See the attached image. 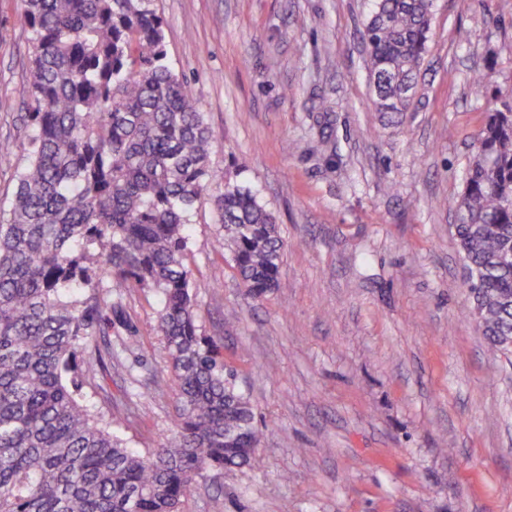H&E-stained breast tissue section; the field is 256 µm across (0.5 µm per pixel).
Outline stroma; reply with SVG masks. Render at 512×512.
Returning a JSON list of instances; mask_svg holds the SVG:
<instances>
[{
  "mask_svg": "<svg viewBox=\"0 0 512 512\" xmlns=\"http://www.w3.org/2000/svg\"><path fill=\"white\" fill-rule=\"evenodd\" d=\"M151 7L211 133L187 251L199 333L262 430L256 463L204 470L182 512H512V357L470 313L449 206L484 107L512 102V0H437L418 93L393 124L372 103L367 0ZM21 13L0 0L4 210L32 136ZM229 180L258 193L285 243L283 286L257 301L220 245L213 199ZM161 306L150 288L124 294L107 315L112 369L83 388L91 412H131L112 432L139 454L176 432Z\"/></svg>",
  "mask_w": 512,
  "mask_h": 512,
  "instance_id": "obj_1",
  "label": "stroma"
}]
</instances>
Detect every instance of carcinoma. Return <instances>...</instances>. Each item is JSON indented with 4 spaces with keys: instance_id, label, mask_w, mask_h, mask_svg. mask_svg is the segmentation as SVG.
Segmentation results:
<instances>
[{
    "instance_id": "1",
    "label": "carcinoma",
    "mask_w": 512,
    "mask_h": 512,
    "mask_svg": "<svg viewBox=\"0 0 512 512\" xmlns=\"http://www.w3.org/2000/svg\"><path fill=\"white\" fill-rule=\"evenodd\" d=\"M152 0H24L34 127L15 197L0 214V512H180L206 468L249 465L261 433L218 346L198 333L184 263L196 202L208 190L210 131L167 63ZM435 0H369L363 40L374 108L409 110ZM453 225L473 283L471 314L488 345L512 354V107H488ZM224 250L246 295L281 287L284 242L248 187L215 198ZM123 294L163 296L179 424L138 455L81 403L109 370L93 341ZM85 356L76 362L78 349Z\"/></svg>"
}]
</instances>
